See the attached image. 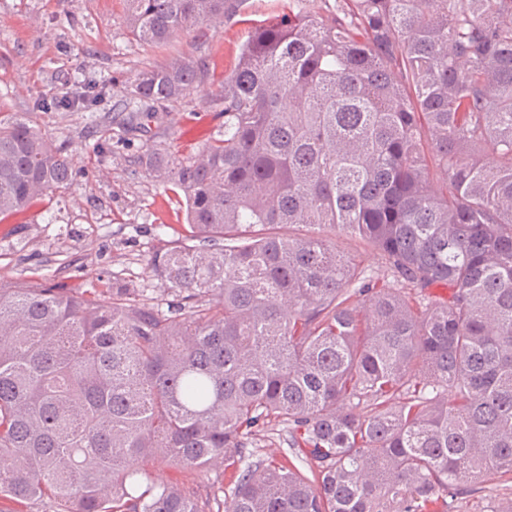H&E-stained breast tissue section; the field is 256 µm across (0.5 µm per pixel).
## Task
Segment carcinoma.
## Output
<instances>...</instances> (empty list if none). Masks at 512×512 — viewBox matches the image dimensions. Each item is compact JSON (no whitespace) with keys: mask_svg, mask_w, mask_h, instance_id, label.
<instances>
[{"mask_svg":"<svg viewBox=\"0 0 512 512\" xmlns=\"http://www.w3.org/2000/svg\"><path fill=\"white\" fill-rule=\"evenodd\" d=\"M243 2L126 0L127 32L165 45ZM299 2L211 90L224 135L139 159L185 199L189 235L148 259L167 310L0 287L12 512H448L463 483L512 474V0ZM206 76L192 55L142 70L126 132ZM72 175L29 113L0 119V214ZM273 419L313 478L253 459ZM219 457L239 471L222 498L144 483L149 461ZM332 242L335 244L336 251L347 255H354L357 262L368 273L374 275H381L383 273V266L379 255L369 246L362 244L358 239L343 232H336V236H332Z\"/></svg>","mask_w":512,"mask_h":512,"instance_id":"1","label":"carcinoma"}]
</instances>
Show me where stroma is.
<instances>
[{"instance_id": "obj_1", "label": "stroma", "mask_w": 512, "mask_h": 512, "mask_svg": "<svg viewBox=\"0 0 512 512\" xmlns=\"http://www.w3.org/2000/svg\"><path fill=\"white\" fill-rule=\"evenodd\" d=\"M280 10L279 0H246L233 20L209 22L204 37L187 33L171 45L151 47L129 37L124 0H0V118L30 113L66 148L75 170L67 189L24 212L0 215V284L48 283L106 297L119 287L143 288L159 305L172 300L147 259L188 233L184 197L146 174L137 158L151 148L187 157L223 134L224 115L210 102L211 85L234 68L249 29ZM178 54L204 60L206 82L166 104L150 135L125 134L118 116L137 73ZM90 78L100 91L90 107L41 108L44 100L81 95ZM147 470L153 480L178 484L202 501L237 478L220 462L201 471L159 463ZM509 503L512 475H495L461 486L448 512Z\"/></svg>"}]
</instances>
